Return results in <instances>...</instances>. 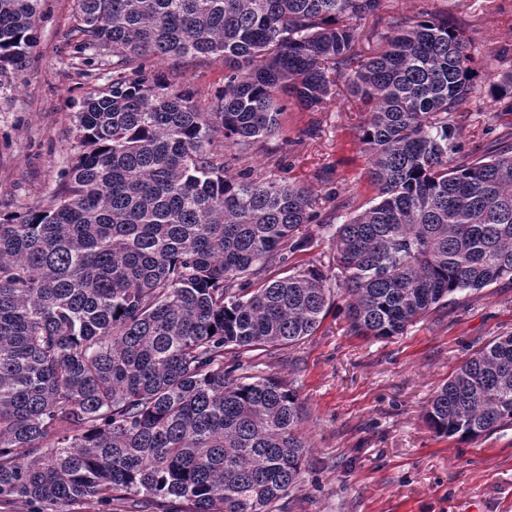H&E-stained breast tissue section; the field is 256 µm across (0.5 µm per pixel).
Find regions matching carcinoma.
Listing matches in <instances>:
<instances>
[{
    "mask_svg": "<svg viewBox=\"0 0 512 512\" xmlns=\"http://www.w3.org/2000/svg\"><path fill=\"white\" fill-rule=\"evenodd\" d=\"M41 2L0 0V79L26 67ZM77 4L74 50L112 80L78 113L55 191L0 214V504L274 512L309 451L301 406L224 350L312 335L333 284L353 334L390 337L512 281V144L456 160L476 69L436 14L371 33L366 55L358 22L382 0ZM188 56L224 60L205 108L144 62ZM339 81L366 112L379 202L336 228L331 278L287 269L317 218L310 192L224 170L278 133L279 96L320 108ZM424 420L466 440L511 427L512 335L473 352Z\"/></svg>",
    "mask_w": 512,
    "mask_h": 512,
    "instance_id": "carcinoma-1",
    "label": "carcinoma"
}]
</instances>
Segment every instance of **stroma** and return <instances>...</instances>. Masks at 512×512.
I'll return each mask as SVG.
<instances>
[{
    "label": "stroma",
    "instance_id": "stroma-1",
    "mask_svg": "<svg viewBox=\"0 0 512 512\" xmlns=\"http://www.w3.org/2000/svg\"><path fill=\"white\" fill-rule=\"evenodd\" d=\"M75 9V0H46L26 68L0 90L2 211L37 207L57 188L77 150L75 116L87 93L107 82L82 65L67 40ZM425 11L463 32L480 69L466 111L453 115L462 130L459 159L512 142V104L489 95L512 73V0H383L360 31L385 32ZM147 66L203 94L224 86L220 59L152 58ZM282 105L278 133L227 174L248 171L310 191L318 219L302 227L311 244L292 263L330 272L334 228L376 196L361 141L365 115L341 84L322 109L288 98ZM348 325L342 296L332 295L316 332L267 361L268 371L296 389L310 445L281 512H512V427L462 440L435 435L423 419L473 351L512 334V282L456 294L399 336H354Z\"/></svg>",
    "mask_w": 512,
    "mask_h": 512
}]
</instances>
